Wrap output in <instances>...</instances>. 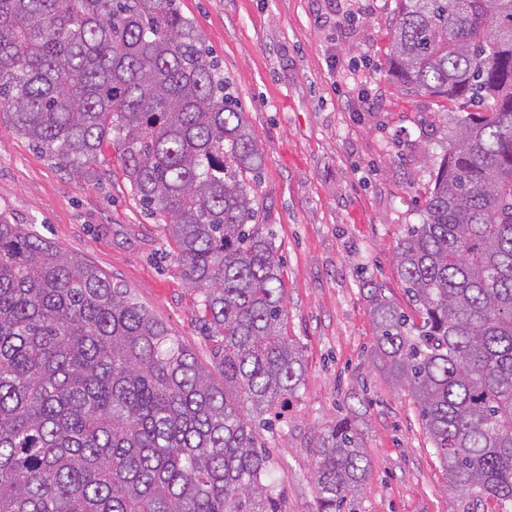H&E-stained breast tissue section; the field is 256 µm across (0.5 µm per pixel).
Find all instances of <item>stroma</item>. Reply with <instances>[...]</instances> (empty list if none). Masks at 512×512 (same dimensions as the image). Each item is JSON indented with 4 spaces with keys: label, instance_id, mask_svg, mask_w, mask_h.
Returning a JSON list of instances; mask_svg holds the SVG:
<instances>
[{
    "label": "stroma",
    "instance_id": "obj_1",
    "mask_svg": "<svg viewBox=\"0 0 512 512\" xmlns=\"http://www.w3.org/2000/svg\"><path fill=\"white\" fill-rule=\"evenodd\" d=\"M231 82L265 158L260 223L282 260L286 331L305 374L273 429L257 430L283 512H318L321 432L344 418L370 470L357 512H453L419 408L374 346L363 280L401 310L396 250L421 223L457 104L406 92L386 56L397 0H180ZM378 100L358 110L359 96ZM97 179L62 166L0 117V212L128 289L198 360L216 368L200 297L160 217L134 198L114 146Z\"/></svg>",
    "mask_w": 512,
    "mask_h": 512
}]
</instances>
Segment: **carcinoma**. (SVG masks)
Returning a JSON list of instances; mask_svg holds the SVG:
<instances>
[{"instance_id":"carcinoma-1","label":"carcinoma","mask_w":512,"mask_h":512,"mask_svg":"<svg viewBox=\"0 0 512 512\" xmlns=\"http://www.w3.org/2000/svg\"><path fill=\"white\" fill-rule=\"evenodd\" d=\"M389 69L467 110L375 345L417 402L454 512H512V0H399ZM0 112L65 166L120 150L199 292L218 375L97 267L0 213V512H283L256 446L303 373L260 227L257 135L178 0H0ZM370 464L345 419L315 451L320 512Z\"/></svg>"}]
</instances>
